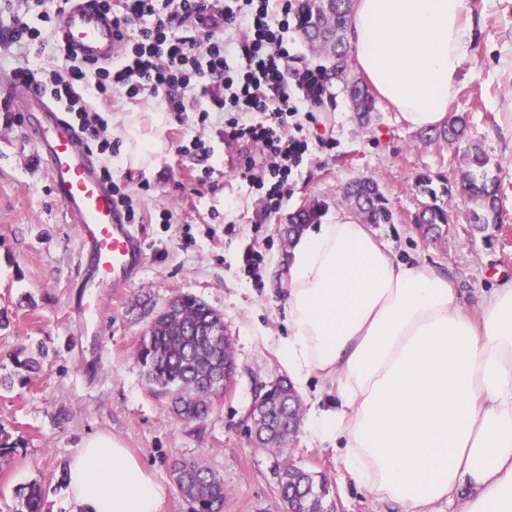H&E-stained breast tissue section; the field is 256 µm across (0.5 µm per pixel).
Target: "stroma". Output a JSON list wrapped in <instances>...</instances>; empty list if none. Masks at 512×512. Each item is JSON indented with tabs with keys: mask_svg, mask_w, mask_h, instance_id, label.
<instances>
[{
	"mask_svg": "<svg viewBox=\"0 0 512 512\" xmlns=\"http://www.w3.org/2000/svg\"><path fill=\"white\" fill-rule=\"evenodd\" d=\"M474 25L471 74L449 106L450 118L465 117L471 137L489 158L500 182L502 223L486 235L472 234L458 196L439 202L453 222L437 238L422 234L414 216L430 203L417 185L429 176L434 189L458 179L465 160L448 143L425 142L382 108L380 126L361 128L341 84L315 108L303 133L312 152L294 172L288 200L270 210L263 191L240 173L243 156L261 157L252 142L224 140V116L211 113L198 127L194 112L167 114L163 154L153 164L112 167L142 221L146 263L135 283L104 303L99 336L87 335L75 313L80 280L78 237L49 192L42 164L25 125L12 122L0 99V378H12L17 353L36 357L40 371L28 384L0 386V427L19 448L0 462V512H13L14 491L31 480L47 487L51 512H74L67 487L58 486L63 467L85 439L107 433L120 439L167 489L163 512H188L171 465L194 460L224 480V512H279L278 473L285 462L325 475L338 512H381L382 506L345 476L332 450L297 432L284 453L258 446L248 411L265 385L286 377L268 336L283 334L282 276L289 243L282 228L302 205L320 201L322 221L346 207L342 191L360 177L375 178L394 221L375 224L378 239L399 258L424 261L455 278L475 309L490 273L512 271V146L502 138L498 114L512 103V0H469ZM203 145L188 150L196 131ZM262 255L255 274L245 273L243 254ZM179 293L205 301L224 319L237 364L231 387L215 397L208 415L185 422L152 390L134 351L151 317L137 309L147 298L160 306Z\"/></svg>",
	"mask_w": 512,
	"mask_h": 512,
	"instance_id": "35a3bbf8",
	"label": "stroma"
}]
</instances>
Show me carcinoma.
I'll return each instance as SVG.
<instances>
[{
    "instance_id": "cac0c4a2",
    "label": "carcinoma",
    "mask_w": 512,
    "mask_h": 512,
    "mask_svg": "<svg viewBox=\"0 0 512 512\" xmlns=\"http://www.w3.org/2000/svg\"><path fill=\"white\" fill-rule=\"evenodd\" d=\"M352 0H300L298 28L304 37L319 41L327 54L343 63L340 69L326 70L331 79L343 83L344 91L359 123L370 127L380 121L381 112L369 87L351 74L349 48L345 32L350 21ZM435 139L450 144H465L464 156L470 169L461 174L455 191L468 205L469 223L482 232L500 221L498 193L500 184L487 176L489 160L475 147L467 134L464 119L435 132ZM447 189V192L454 191ZM351 208L367 224H391L394 220L389 201L378 183L370 178L351 183L344 192ZM323 204L313 202L289 216L288 238L299 235L306 225L318 223ZM415 223L426 235H439L452 223L450 211L432 204L423 208ZM135 357L147 381L172 398L173 411L186 421L203 419L209 411L214 385L231 378V346L224 336V319L215 310L191 294H180L154 311L148 331L135 349ZM264 416L281 436L258 442L278 453L288 440V428L300 420V403L288 385L279 383L265 398ZM174 481L189 505V512H223L224 480L204 465L182 461L173 468ZM326 479L303 469L280 474V497L288 512H334L326 499ZM19 507L15 512H45V488L37 480L15 490Z\"/></svg>"
}]
</instances>
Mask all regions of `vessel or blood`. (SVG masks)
I'll use <instances>...</instances> for the list:
<instances>
[{
  "mask_svg": "<svg viewBox=\"0 0 512 512\" xmlns=\"http://www.w3.org/2000/svg\"><path fill=\"white\" fill-rule=\"evenodd\" d=\"M58 25L66 49L82 60L100 63L120 49L111 16L83 0H73L59 16ZM0 96L21 113L50 193L77 227L84 268L79 313L88 334L99 335V301L135 282L146 262L145 240L114 205L110 184L59 107L44 93L21 87L10 76L0 77Z\"/></svg>",
  "mask_w": 512,
  "mask_h": 512,
  "instance_id": "obj_1",
  "label": "vessel or blood"
}]
</instances>
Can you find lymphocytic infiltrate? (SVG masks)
Wrapping results in <instances>:
<instances>
[{"label":"lymphocytic infiltrate","mask_w":512,"mask_h":512,"mask_svg":"<svg viewBox=\"0 0 512 512\" xmlns=\"http://www.w3.org/2000/svg\"><path fill=\"white\" fill-rule=\"evenodd\" d=\"M94 2L111 13L121 40L119 55L100 64L83 62L62 45L56 19L71 0H0L9 45L38 55L49 50L55 58L48 67H16L19 84L49 94L96 151L108 155L112 139L91 104L96 97L160 95L167 111L195 112L203 121L225 113L227 140L264 147V165L244 160L241 176L264 191L270 207L281 208L294 168L310 151L306 137L290 133V120L311 112L325 93L320 69L288 72L291 0ZM227 28L232 37H224Z\"/></svg>","instance_id":"f902f5d3"}]
</instances>
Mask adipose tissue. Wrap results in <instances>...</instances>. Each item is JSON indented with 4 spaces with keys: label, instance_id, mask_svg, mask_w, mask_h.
Returning a JSON list of instances; mask_svg holds the SVG:
<instances>
[{
    "label": "adipose tissue",
    "instance_id": "adipose-tissue-1",
    "mask_svg": "<svg viewBox=\"0 0 512 512\" xmlns=\"http://www.w3.org/2000/svg\"><path fill=\"white\" fill-rule=\"evenodd\" d=\"M346 40L410 129L445 125L467 75L468 0H353ZM167 116L112 120L125 164L153 163ZM477 315L444 270L399 260L345 211L306 227L285 265L287 333L271 339L300 392L315 388L310 442L399 512H438L464 485V512H512V279L495 274ZM79 512H163L167 490L122 442L86 439L68 465Z\"/></svg>",
    "mask_w": 512,
    "mask_h": 512
}]
</instances>
